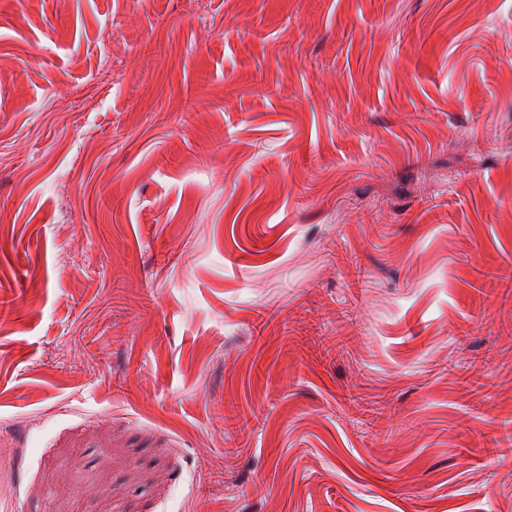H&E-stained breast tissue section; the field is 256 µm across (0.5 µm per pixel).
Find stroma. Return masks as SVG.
<instances>
[{
	"mask_svg": "<svg viewBox=\"0 0 512 512\" xmlns=\"http://www.w3.org/2000/svg\"><path fill=\"white\" fill-rule=\"evenodd\" d=\"M0 512H512V0H0Z\"/></svg>",
	"mask_w": 512,
	"mask_h": 512,
	"instance_id": "1",
	"label": "stroma"
}]
</instances>
